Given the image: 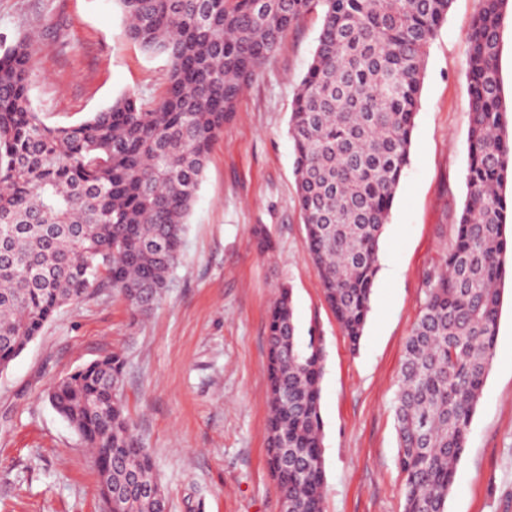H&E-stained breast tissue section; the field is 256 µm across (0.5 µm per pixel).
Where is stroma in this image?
I'll use <instances>...</instances> for the list:
<instances>
[{
	"label": "stroma",
	"instance_id": "35a3bbf8",
	"mask_svg": "<svg viewBox=\"0 0 512 512\" xmlns=\"http://www.w3.org/2000/svg\"><path fill=\"white\" fill-rule=\"evenodd\" d=\"M479 0H453L427 49L410 163L380 239L371 313L350 350L307 258L288 134L320 11L302 16L240 94L206 161L181 262L153 309L94 288L61 308L0 371V512H103L88 449L49 404L50 385L112 353L124 402L152 454L169 512H280L266 464V325L292 289L299 336L326 354L323 512H402L393 406L426 279L456 237L466 196V31ZM35 32L30 97L47 124L89 118L124 94L165 89V57L130 40L115 0H0V36ZM264 225L274 248L259 252ZM447 512H512V282L504 284L490 374Z\"/></svg>",
	"mask_w": 512,
	"mask_h": 512
}]
</instances>
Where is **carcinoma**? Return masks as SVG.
<instances>
[{"label":"carcinoma","instance_id":"cac0c4a2","mask_svg":"<svg viewBox=\"0 0 512 512\" xmlns=\"http://www.w3.org/2000/svg\"><path fill=\"white\" fill-rule=\"evenodd\" d=\"M126 34L168 62L152 101L125 94L82 123L50 126L28 95L31 39H0V367L64 305L112 285L150 310L180 263L207 156L286 31L322 8L293 96L297 202L308 259L351 349L371 311L379 242L410 160L429 42L452 0H114ZM467 31V193L456 240L430 273L398 372L395 427L403 512H446L489 375L502 305L512 183V107L498 71L512 0H479ZM268 466L283 512H323L325 351L297 336L292 289L267 321ZM112 352L52 383L48 400L93 449L117 512H156L129 466L155 465L122 398Z\"/></svg>","mask_w":512,"mask_h":512}]
</instances>
